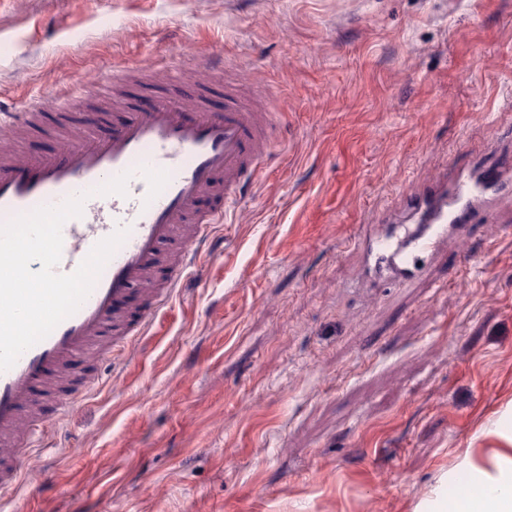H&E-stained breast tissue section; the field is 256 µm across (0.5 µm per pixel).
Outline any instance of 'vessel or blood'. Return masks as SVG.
Instances as JSON below:
<instances>
[{
	"mask_svg": "<svg viewBox=\"0 0 512 512\" xmlns=\"http://www.w3.org/2000/svg\"><path fill=\"white\" fill-rule=\"evenodd\" d=\"M40 115L39 101H30L1 118L0 131L26 128ZM102 124V113L85 114L80 134L61 132L63 145L55 154L21 163L0 141V224L87 196L82 216L62 228L57 273H73L98 242L118 228L128 231L81 306L0 371L2 447H37L47 428L38 391L56 388L59 411L68 410L88 388L68 380L72 362L90 355L109 359L164 313L190 250L209 240L275 151L273 113L257 110L243 92L227 95L220 112L210 111L199 94L188 100L167 96L103 134ZM506 167L512 168V157L489 164L476 178L438 184L414 199L408 223L369 241L380 268L406 279L416 276L449 234L477 218L479 201L503 189ZM124 174L126 195L97 194V187ZM205 198L212 207L203 212L199 203ZM135 291L142 296L136 312L127 308ZM21 481L18 460L0 462L1 494Z\"/></svg>",
	"mask_w": 512,
	"mask_h": 512,
	"instance_id": "vessel-or-blood-1",
	"label": "vessel or blood"
}]
</instances>
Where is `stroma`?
<instances>
[{
	"label": "stroma",
	"mask_w": 512,
	"mask_h": 512,
	"mask_svg": "<svg viewBox=\"0 0 512 512\" xmlns=\"http://www.w3.org/2000/svg\"><path fill=\"white\" fill-rule=\"evenodd\" d=\"M212 55L209 109L265 92L279 148L166 317L75 364L96 387L0 512H439L512 466V171L412 281L355 241L512 155V0H0V111L45 107L18 158L56 153L60 116L197 92ZM120 65L147 81L116 104Z\"/></svg>",
	"instance_id": "stroma-1"
}]
</instances>
